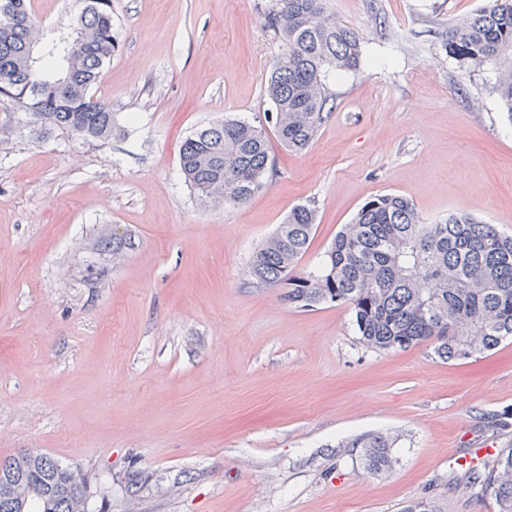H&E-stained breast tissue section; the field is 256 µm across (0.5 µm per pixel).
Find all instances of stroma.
Segmentation results:
<instances>
[{
    "instance_id": "obj_1",
    "label": "stroma",
    "mask_w": 512,
    "mask_h": 512,
    "mask_svg": "<svg viewBox=\"0 0 512 512\" xmlns=\"http://www.w3.org/2000/svg\"><path fill=\"white\" fill-rule=\"evenodd\" d=\"M484 3L327 0L363 39L359 69L326 75L332 111L307 149L271 141L264 187L218 209L185 183L179 146L271 110L275 0H112L119 48L96 95L123 135L0 145V459L81 468L95 512H497L461 483L512 446V339L465 361L375 352L349 307L300 308L245 275L297 204L317 213L300 273L387 193L512 235L493 67L442 46ZM80 8L32 0L47 40ZM373 432L395 439L389 472L348 445Z\"/></svg>"
}]
</instances>
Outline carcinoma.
Instances as JSON below:
<instances>
[{"instance_id": "obj_1", "label": "carcinoma", "mask_w": 512, "mask_h": 512, "mask_svg": "<svg viewBox=\"0 0 512 512\" xmlns=\"http://www.w3.org/2000/svg\"><path fill=\"white\" fill-rule=\"evenodd\" d=\"M73 33L51 45L37 38L28 0H0V101L21 110L0 120V144L14 129L32 138L58 129L77 140L109 142L120 131L112 106L94 88L118 47L112 0H83ZM280 41L265 93V123L226 118L196 130L179 150L185 183L216 206L239 208L274 169L269 134L294 151L307 148L324 122L325 74L360 67V35L336 20L326 0H276L268 17ZM448 56L465 68L497 65L495 85L512 121V0L484 7L443 34ZM317 220L308 205L292 207L253 252L251 283L285 289L300 308L346 305L360 343L378 352L431 344L442 361L465 360L512 338V236L466 213L426 222L405 197L379 195L344 225L313 271L294 274ZM363 467L391 469L393 440L357 438ZM15 484L0 512H91L90 486L80 471L40 453L0 460V481ZM466 488L512 512V447L491 469L467 477Z\"/></svg>"}]
</instances>
